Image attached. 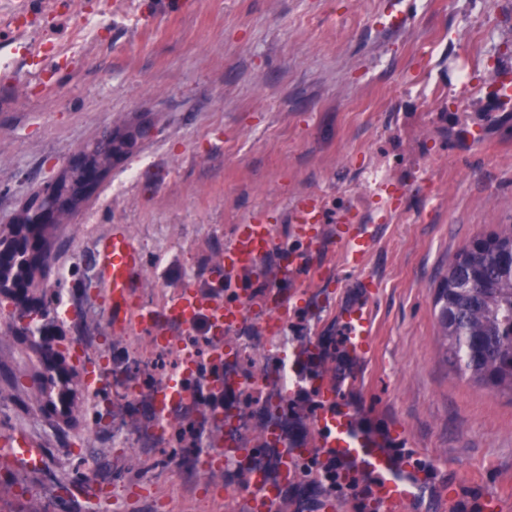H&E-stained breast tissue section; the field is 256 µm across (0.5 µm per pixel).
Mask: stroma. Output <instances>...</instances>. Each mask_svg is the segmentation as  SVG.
I'll list each match as a JSON object with an SVG mask.
<instances>
[{"instance_id":"1","label":"stroma","mask_w":512,"mask_h":512,"mask_svg":"<svg viewBox=\"0 0 512 512\" xmlns=\"http://www.w3.org/2000/svg\"><path fill=\"white\" fill-rule=\"evenodd\" d=\"M36 17L0 0V225L77 148L125 120L154 131L114 164L72 217L52 267L69 302L96 306L88 333L113 358L110 303L93 248L124 229L156 306L209 291L234 225L272 224L300 249L288 215L323 200L328 221L389 214L371 254L349 265L336 245L312 249L330 278L303 281L285 330L312 338L340 403L377 432L405 429L427 489L413 512H488L483 488L512 512V396L464 375L441 348L434 297L473 238L512 224V104L493 78L512 72V0H34ZM484 130L480 143L459 136ZM373 282L375 351L352 360L336 306ZM76 426L38 407L0 405V447L16 434L44 450L38 470H0V512H247L242 472L195 481L112 445L111 387L83 386ZM319 406L290 395L289 434L304 448ZM108 463L103 496L71 492L77 473ZM370 480L329 489L321 469L282 492L276 512H368Z\"/></svg>"}]
</instances>
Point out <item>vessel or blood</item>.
Listing matches in <instances>:
<instances>
[{
    "label": "vessel or blood",
    "mask_w": 512,
    "mask_h": 512,
    "mask_svg": "<svg viewBox=\"0 0 512 512\" xmlns=\"http://www.w3.org/2000/svg\"><path fill=\"white\" fill-rule=\"evenodd\" d=\"M291 222L295 235L310 244L323 245L335 235L332 225L324 221L318 199L307 198L294 206ZM345 258L352 264L365 260L372 245L368 225H361L355 233L337 237ZM280 250L272 225L256 220L237 225L230 242L224 248L223 276L225 279L245 274L252 281L264 283L268 277L265 258ZM284 259L279 265L280 281L293 279L301 268H308L311 278L325 277L317 264L306 256L291 250H282ZM139 253L125 231L116 230L99 241L96 249L97 275L106 290L112 308V331L123 335L132 328L145 324L159 336L166 335L169 326H192L204 319L211 327L232 329L243 315L241 304L229 302L212 293H201L194 288L184 289L175 299L151 317H143L137 309V290L142 279ZM374 301L371 294H363L348 304L338 307L341 322L346 326L347 350L357 361L368 359L375 347ZM316 383L323 407L314 418L317 439L314 443L319 457L334 460L339 466L336 477L341 483L362 475L374 478V504L378 512H407L410 504L421 499L424 486L417 478L410 460L399 459L396 446L403 440L401 427H393L389 434L362 429L357 424L358 413L336 402L337 387L325 374H318ZM9 455L20 458L28 466H35L41 457L39 444L24 436L14 437ZM294 457H285L281 484L271 488L253 486L248 496L250 512H272L281 496L282 487L297 481Z\"/></svg>",
    "instance_id": "obj_1"
}]
</instances>
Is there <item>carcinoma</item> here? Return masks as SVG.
<instances>
[{"instance_id":"obj_1","label":"carcinoma","mask_w":512,"mask_h":512,"mask_svg":"<svg viewBox=\"0 0 512 512\" xmlns=\"http://www.w3.org/2000/svg\"><path fill=\"white\" fill-rule=\"evenodd\" d=\"M490 237L498 253L466 246L449 265L437 292L448 296V320L438 324L447 353L460 359L473 380L493 393L512 392V275L497 258L512 251V224ZM60 244V225L43 224L38 214L27 224L0 225V303L13 308L0 339L20 341L33 355V387L1 377L0 404L33 401L68 423L79 413L81 373L53 333L59 289L48 287L47 277Z\"/></svg>"}]
</instances>
